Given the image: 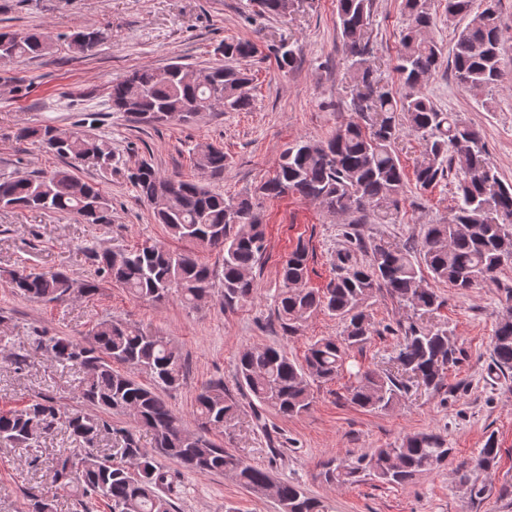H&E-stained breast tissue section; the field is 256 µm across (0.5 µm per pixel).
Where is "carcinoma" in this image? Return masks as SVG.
<instances>
[{"instance_id": "obj_1", "label": "carcinoma", "mask_w": 512, "mask_h": 512, "mask_svg": "<svg viewBox=\"0 0 512 512\" xmlns=\"http://www.w3.org/2000/svg\"><path fill=\"white\" fill-rule=\"evenodd\" d=\"M262 12L281 15L293 0H257ZM498 0H483L473 11V0H445L450 16L469 15L458 34L452 66L458 84L469 89L492 88L501 80V30ZM345 50L351 57L361 89L351 98L357 120L336 130L328 140H298L280 154L273 176L255 189L262 197L291 192L319 202L336 214L362 213L381 201L398 202L404 194L405 172L397 141L408 130L423 140V160L416 166V185L427 190L448 173H455L457 192L453 217L446 224L426 225L420 248L375 243L366 265L351 252L336 257V277L326 288L308 286V251L302 243L288 254L279 271L275 312L283 326L295 333L311 314L322 310L344 323L341 335L310 343L298 362L276 347H251L239 355V387L261 408L284 417L307 411L313 402L315 380L331 382L343 371L350 351L381 335L365 310L375 293L392 298L417 312L432 313L441 297L425 276L467 292L496 281L512 264V184L504 183L490 161L479 132L442 112L421 91L436 70L441 48L428 35L433 25L427 0H405L408 23L402 31L396 71L407 88L398 100L380 85L370 60L369 22L373 0H336ZM69 46L92 55L105 32L84 28L67 37ZM52 37L42 32H0V62L38 58L48 53ZM256 49L248 41L226 40L215 48L228 64L198 70L187 79L179 63L141 67L112 83V110L139 121L166 122L176 116L188 122L202 112L220 109L248 112L252 98L244 91L253 81L247 67ZM280 68H292L299 48L290 44L274 49ZM58 157L88 161L102 169L112 167L111 144L86 131H63L51 124L17 133ZM228 157L212 147L198 158L201 179L187 181L165 175L146 161L129 172L137 197L153 208L155 221L169 233L203 251L222 257L224 308L251 300L257 287L253 277L266 248L264 224L250 197H224L209 191L202 179L224 173ZM24 208L79 216L87 224H109L110 203L100 187L77 177L68 168L39 174L18 173L0 179V209ZM89 260L95 278L83 283V295L99 293L104 282L125 288L136 300L160 302L176 296L195 307L209 293L214 271L187 253H175L155 244L131 249L91 248ZM9 285L21 297L44 303L70 296L71 278L63 272L15 271ZM402 336L395 356L398 370L416 376L431 389L443 383L446 370L458 362L448 330L414 323L387 327ZM36 348L53 362L71 364L83 372L79 385L82 406L67 408L53 398L31 399L19 408L0 410V445L29 448L64 422L77 447L58 454L53 481L75 492L85 506L104 501L110 512H173L170 474L157 461L167 457L190 473H224L255 496L276 495L292 512H327V506L298 484L276 481L269 471L230 453L209 438L213 430L231 422L238 405L221 383L203 387L195 398L198 431L189 432L162 393L178 388L184 364L175 343L166 336L135 325L103 319L81 340L69 336H39ZM492 363L502 374L512 372V307L495 329ZM150 376L145 384L134 372ZM407 385L390 372L367 368L354 374L351 403L382 412L397 404ZM132 417L135 427L152 432L155 446L145 448L136 433L112 425V415ZM119 435L105 453L101 438ZM451 449L439 434L406 436L394 448H379L369 461L345 464L331 459L319 464L318 477L336 486L353 485L369 472L389 484L402 485L433 471L447 461ZM497 441L490 436L480 449L479 465L489 468L498 459Z\"/></svg>"}]
</instances>
